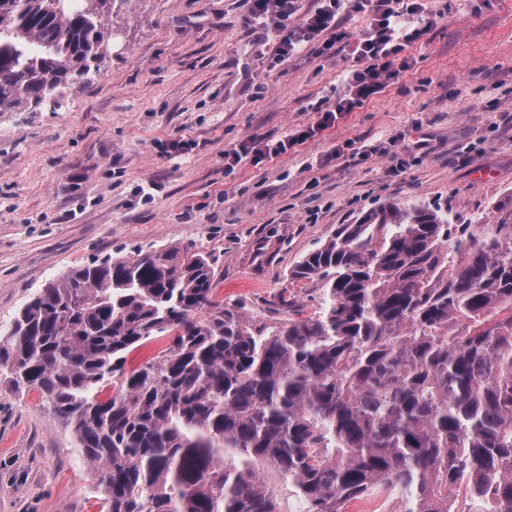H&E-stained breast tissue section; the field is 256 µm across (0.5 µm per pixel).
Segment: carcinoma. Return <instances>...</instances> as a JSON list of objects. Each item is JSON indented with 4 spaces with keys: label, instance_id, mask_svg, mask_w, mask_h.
I'll use <instances>...</instances> for the list:
<instances>
[{
    "label": "carcinoma",
    "instance_id": "cac0c4a2",
    "mask_svg": "<svg viewBox=\"0 0 512 512\" xmlns=\"http://www.w3.org/2000/svg\"><path fill=\"white\" fill-rule=\"evenodd\" d=\"M116 0H0V112L98 71ZM214 263L136 249L49 282L0 332V370L71 426L101 512H346L385 484L403 512H512V202L482 239L389 203L291 272L321 311L255 319L214 300ZM168 348L131 370L133 349ZM233 448L240 462H226Z\"/></svg>",
    "mask_w": 512,
    "mask_h": 512
}]
</instances>
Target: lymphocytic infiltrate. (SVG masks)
<instances>
[{
	"label": "lymphocytic infiltrate",
	"instance_id": "1",
	"mask_svg": "<svg viewBox=\"0 0 512 512\" xmlns=\"http://www.w3.org/2000/svg\"><path fill=\"white\" fill-rule=\"evenodd\" d=\"M243 4L245 23L273 35V64L286 61L311 44L320 56L348 52L354 67L348 71L334 104L322 109L316 125L296 130L271 145L249 139L225 153V160L236 163L251 154L260 157L287 152L380 93L391 79L411 69L406 48L420 41L436 19L451 9L449 0H314L304 12L298 0H243ZM297 12L303 15L301 23L289 27V18ZM353 13L367 18L365 30L354 38L343 27Z\"/></svg>",
	"mask_w": 512,
	"mask_h": 512
}]
</instances>
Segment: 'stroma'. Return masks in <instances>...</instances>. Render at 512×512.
<instances>
[{"instance_id": "1", "label": "stroma", "mask_w": 512, "mask_h": 512, "mask_svg": "<svg viewBox=\"0 0 512 512\" xmlns=\"http://www.w3.org/2000/svg\"><path fill=\"white\" fill-rule=\"evenodd\" d=\"M243 13L240 0H118L119 35L97 74L59 104L0 112V329L53 279L136 247L211 256L216 300L259 318L289 296L317 311L319 283L291 270L380 205L441 206L476 235L501 222L512 198V0H457L407 48L412 68L361 108L229 169L224 153L242 142L316 124L353 65L309 48L272 64L271 35ZM398 132L408 165L393 174L381 151ZM176 140L188 149L166 150ZM101 496L65 421L0 375V512H100Z\"/></svg>"}]
</instances>
